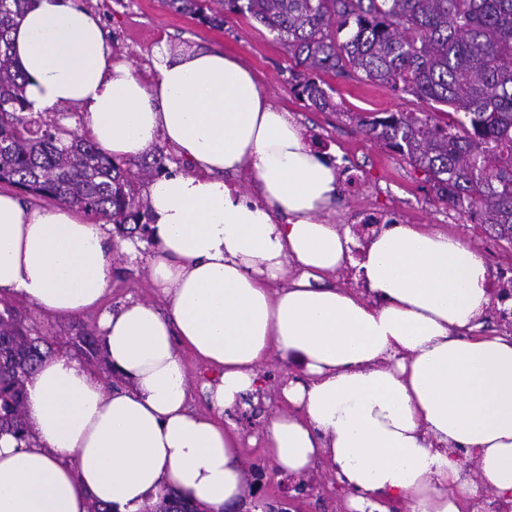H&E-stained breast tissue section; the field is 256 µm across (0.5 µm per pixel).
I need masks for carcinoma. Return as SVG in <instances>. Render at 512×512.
<instances>
[{
	"label": "carcinoma",
	"mask_w": 512,
	"mask_h": 512,
	"mask_svg": "<svg viewBox=\"0 0 512 512\" xmlns=\"http://www.w3.org/2000/svg\"><path fill=\"white\" fill-rule=\"evenodd\" d=\"M25 2L0 0V183L75 207L114 225L123 238L150 239L142 189L168 173L164 150L117 162L69 129L66 113L29 114L11 39ZM163 2L211 28H223L228 13L263 26L294 63L289 89L308 108L335 109V88L325 77L351 74L428 105L354 119L422 170L441 201L479 217L494 237L512 244V0ZM30 321L21 306L0 308V434L25 444V384L55 352V341ZM78 339L85 355L100 349L92 332L80 329ZM145 512L204 508L172 490Z\"/></svg>",
	"instance_id": "obj_1"
}]
</instances>
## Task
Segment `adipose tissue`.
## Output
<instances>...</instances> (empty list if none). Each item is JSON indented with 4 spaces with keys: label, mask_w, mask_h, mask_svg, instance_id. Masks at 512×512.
<instances>
[{
    "label": "adipose tissue",
    "mask_w": 512,
    "mask_h": 512,
    "mask_svg": "<svg viewBox=\"0 0 512 512\" xmlns=\"http://www.w3.org/2000/svg\"><path fill=\"white\" fill-rule=\"evenodd\" d=\"M11 39L31 111L78 105L104 155L134 159L161 141L191 169L147 189L166 310L132 300L99 324L124 386L65 351L42 361L26 384L28 445L0 436V512H144L172 488L207 512L240 504L244 448L227 413L258 393L274 353L302 374L263 433L282 472L328 461L356 512L391 500L460 512L478 492L449 456L462 448L512 498V337L475 333L492 299L480 250L429 224H391L362 245L327 220L335 167L222 50L165 59L145 84L77 0H27ZM107 230L0 191V299L63 318L99 307ZM347 265L367 295L324 286ZM186 350L212 371L213 413L187 406Z\"/></svg>",
    "instance_id": "obj_1"
}]
</instances>
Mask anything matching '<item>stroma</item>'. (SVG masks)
I'll return each instance as SVG.
<instances>
[{
  "label": "stroma",
  "mask_w": 512,
  "mask_h": 512,
  "mask_svg": "<svg viewBox=\"0 0 512 512\" xmlns=\"http://www.w3.org/2000/svg\"><path fill=\"white\" fill-rule=\"evenodd\" d=\"M100 16L112 43L115 61L128 63L136 76L153 80L162 55L214 48L224 50L252 71L260 89L276 108L290 113L307 136L317 138L316 153L331 163L357 170L356 185L340 183L335 220L348 224L352 214L362 211L396 212L405 224H432L457 233L485 256L491 279L512 275V244L489 237L484 225L440 201L424 174L399 154L365 136L351 116L355 113L411 111L417 104L412 96L395 94L388 88L354 77H336L337 111L320 112L304 106L288 91L291 61L285 49L263 27H252L238 15L227 16L224 26L213 29L188 16L170 10L163 0H80ZM154 247L134 240L128 253L118 255L112 264L110 291L105 299L114 309L131 300L154 301L158 294L147 271ZM43 334L53 337L60 349L74 351L75 324L93 331L98 311H90L80 321L56 319L33 313ZM267 378L263 401L254 413L237 414L245 463L248 470H261L260 496L277 508L290 512H336V503L324 491L332 484L326 467H316L305 490L295 488L287 474L276 470L263 446L262 429L267 414L277 406L279 387L297 376L295 366L272 358L265 364Z\"/></svg>",
  "instance_id": "obj_1"
}]
</instances>
